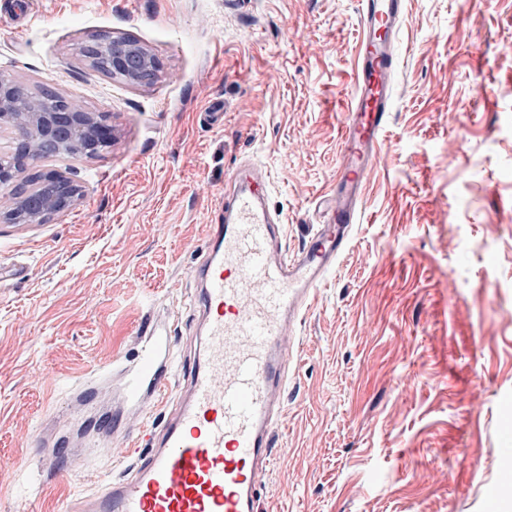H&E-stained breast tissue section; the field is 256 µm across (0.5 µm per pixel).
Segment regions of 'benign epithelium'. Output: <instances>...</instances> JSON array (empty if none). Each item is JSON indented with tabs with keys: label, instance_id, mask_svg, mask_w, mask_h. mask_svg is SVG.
I'll return each mask as SVG.
<instances>
[{
	"label": "benign epithelium",
	"instance_id": "benign-epithelium-1",
	"mask_svg": "<svg viewBox=\"0 0 512 512\" xmlns=\"http://www.w3.org/2000/svg\"><path fill=\"white\" fill-rule=\"evenodd\" d=\"M160 68L159 58L145 43L113 39L112 72L126 85H147ZM17 99L15 83L0 81V128L18 131L15 161L10 167L0 166V182L25 184L37 162L45 159L44 147L51 141L63 146L65 158L76 159L96 154L114 138L103 123L102 113L92 112L66 95H57L54 110L35 95L28 98L23 108L17 106ZM38 178L41 185L0 204L1 224H44L75 206L81 198L78 192L70 191L78 182L68 167L44 169Z\"/></svg>",
	"mask_w": 512,
	"mask_h": 512
}]
</instances>
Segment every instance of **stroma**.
Listing matches in <instances>:
<instances>
[{"instance_id":"stroma-1","label":"stroma","mask_w":512,"mask_h":512,"mask_svg":"<svg viewBox=\"0 0 512 512\" xmlns=\"http://www.w3.org/2000/svg\"><path fill=\"white\" fill-rule=\"evenodd\" d=\"M32 2L0 17V74L115 132L71 161L73 208L0 223L20 270L0 283V512H66L120 464L50 479L26 435L175 305L233 172L268 170L290 247L321 222L359 26L356 0ZM100 31L150 46L158 78L92 69L77 45ZM398 52L362 222L298 327L264 512H512V0H408Z\"/></svg>"}]
</instances>
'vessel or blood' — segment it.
<instances>
[{"mask_svg":"<svg viewBox=\"0 0 512 512\" xmlns=\"http://www.w3.org/2000/svg\"><path fill=\"white\" fill-rule=\"evenodd\" d=\"M357 14L354 90L323 222L289 250L286 225L263 200L267 172L238 179L223 223L205 225L204 256L181 291L183 307L204 329L193 357L176 348L174 315L153 313L135 358H113L70 383L65 404L75 419L94 385L111 380L112 410L100 418L99 445L127 466L100 489L73 497L67 512H261V478L277 454L294 360L288 337L359 222L363 182L392 120L406 0H357ZM29 443L52 471L60 468V448L78 467L90 454L83 437L53 436L44 427Z\"/></svg>","mask_w":512,"mask_h":512,"instance_id":"vessel-or-blood-1","label":"vessel or blood"}]
</instances>
